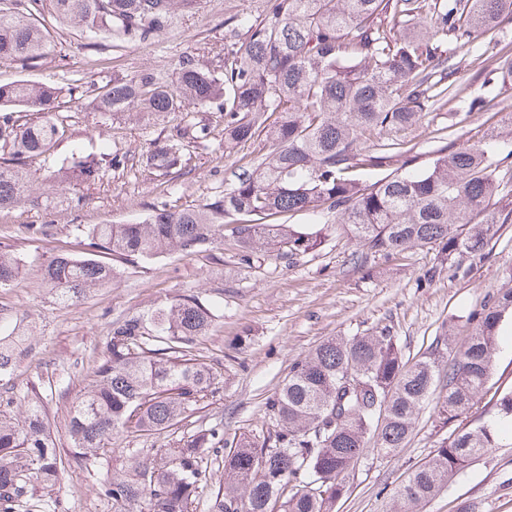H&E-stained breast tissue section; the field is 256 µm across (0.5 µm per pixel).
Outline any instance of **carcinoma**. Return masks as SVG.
Returning a JSON list of instances; mask_svg holds the SVG:
<instances>
[{
	"instance_id": "obj_1",
	"label": "carcinoma",
	"mask_w": 512,
	"mask_h": 512,
	"mask_svg": "<svg viewBox=\"0 0 512 512\" xmlns=\"http://www.w3.org/2000/svg\"><path fill=\"white\" fill-rule=\"evenodd\" d=\"M202 0H0V59L25 68L42 65L51 34L41 22L78 26L89 48L103 41L145 42L180 12ZM512 19V0H269L265 16L238 20L245 28L224 68L200 66L186 53L175 63V84L150 72L112 75L92 100L108 116L140 120L192 106L224 113V146L261 141L265 153L224 194L183 209L155 207L131 224H97L85 231L91 251L122 264L160 254H192L231 234L240 261L271 251L294 258L318 249L322 230L288 223L320 209L348 227L365 255L389 257L435 247L442 260L484 255L498 224L512 222V105L506 125L482 142L456 145L458 113L436 129L430 165L399 142L368 144L384 129H404L456 96V64L448 44L472 49ZM483 85L512 81V55L482 68ZM62 88L27 80L0 84V210L33 195L27 165L52 150L62 129L51 118ZM24 108L37 119L16 123ZM205 124L183 128L180 139L155 144L145 166L168 174L182 166L185 144L206 138ZM125 166L122 155L72 154L48 171L56 194L90 183L103 170ZM496 208H490V204ZM19 273L17 258L0 251V286ZM115 268L63 254L44 270L55 302L71 305L103 286ZM512 312V289L484 300L467 335L450 336L453 352L441 366L434 349L410 362L390 329L333 336L291 368L268 409L274 432L258 444L248 436L227 443L216 425L182 432L144 462L132 450L123 474L98 494L126 509L141 498L149 512H192L208 481L203 459L222 455L224 480L213 512H335L345 476L369 451L395 455L436 388L445 391L455 428L432 457L394 488L393 512H418L455 474L495 446L497 424L512 420V392L497 399L480 425L468 421L492 374L502 317ZM214 320L211 306L184 295L146 314L112 324L106 354L89 389L69 409L71 447L60 453L45 421L41 394L18 399L0 393V512L37 487L55 485L64 463L97 465L111 457L112 436L148 441L179 425L220 393L213 368L191 349ZM14 366L11 341L0 336V376Z\"/></svg>"
}]
</instances>
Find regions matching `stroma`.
<instances>
[{
  "label": "stroma",
  "instance_id": "35a3bbf8",
  "mask_svg": "<svg viewBox=\"0 0 512 512\" xmlns=\"http://www.w3.org/2000/svg\"><path fill=\"white\" fill-rule=\"evenodd\" d=\"M268 0H203L200 8L177 15L160 36L131 41L93 52L86 38L70 27L53 30L49 56L40 67L21 69L0 61V82L24 79L54 83L87 95L88 78L105 84L113 73L130 77L152 72L174 82L175 63L185 52L210 68L223 66L233 43L241 42L240 18L259 19ZM512 43V23L494 39L466 51L449 47L457 65L459 97L447 107L422 117L402 131L375 132L373 142H408L419 167L432 160L435 131L460 112L466 119L456 132L458 144L480 140L493 125L504 103H512V86H483L481 61ZM482 96L486 107L468 112L471 96ZM64 136L54 161L75 151L126 155L124 168L73 189L69 203L53 209L23 205L0 211V249L21 259L19 277L0 288V326L21 325L25 332L12 374L0 387L16 397L34 385L60 379V391L44 399V412L60 450L70 448L65 420L73 400L83 393L91 372L104 357L113 322L143 314L156 305L184 295H197L213 305L215 319L193 355L220 374L222 389L196 413L200 425L222 423L225 439L248 435L263 442L273 430L268 403L292 365L331 336H351L373 327H388L406 356L415 357L442 343L447 333L465 335L468 318L489 295L512 287V223L499 225L482 258L442 262L436 251L414 249L385 259L361 254L346 226L327 223L325 215L304 211L292 221L327 227L328 238L315 252L292 259L270 255L253 265L242 264L232 234L216 239L201 252L172 253L135 265H118L113 278L72 305L55 304L43 281V268L57 254L83 252L75 226L127 224L145 218L155 205L185 208L222 193L260 155V142L224 149V117L196 113L207 123L205 143L185 151L181 171L164 175L146 167L142 155L152 143L176 138L186 125L176 112L140 122L106 117L89 107L64 102L56 110ZM49 224L54 235L44 239L28 233V225ZM512 391V314L499 327L493 373L480 403L492 407ZM453 426L442 393H435L420 412L405 448L395 456L365 455L345 478L347 492L336 512H390L395 486L428 460L446 441ZM114 453L102 471L66 465L56 485L22 498L14 512H115L100 497L97 481L121 472L125 451L139 447L134 437L112 438ZM420 512H512V424L502 423L495 447L455 475Z\"/></svg>",
  "mask_w": 512,
  "mask_h": 512
}]
</instances>
